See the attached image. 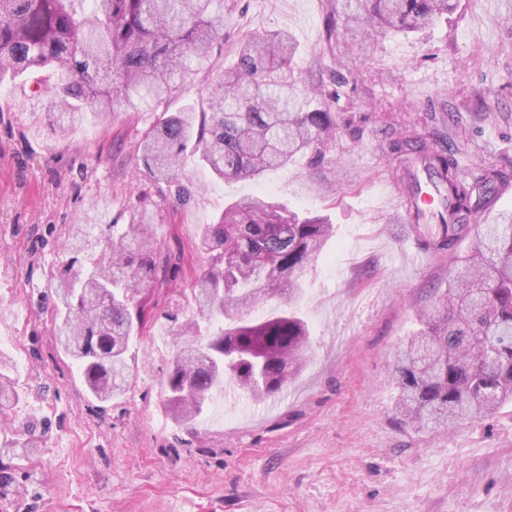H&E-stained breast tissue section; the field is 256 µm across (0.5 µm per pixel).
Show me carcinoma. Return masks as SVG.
<instances>
[{
  "label": "carcinoma",
  "instance_id": "1",
  "mask_svg": "<svg viewBox=\"0 0 512 512\" xmlns=\"http://www.w3.org/2000/svg\"><path fill=\"white\" fill-rule=\"evenodd\" d=\"M341 2L348 20L385 33L416 31L454 8L453 0ZM223 31L222 0H0V82L41 69L56 74V82L34 93L65 131L89 104L105 114L143 112L177 92L208 66ZM297 51L284 32L244 37L236 66L224 70L212 93L208 122L197 129L194 117L180 112L145 133L148 176L176 184L184 203L180 177L189 151L218 177L235 180L284 168L307 151L320 158L336 120L291 79ZM390 147L412 168L409 192L416 191L419 167L436 180L440 204L416 221L424 244L435 252L455 249L480 208L474 196L500 174L467 182L442 135L437 143L402 137ZM153 222L154 211L143 205L116 236L95 237L92 225H71L68 258L48 285L56 342L101 401L129 385L139 286L169 269L156 261ZM332 235L323 218L302 217L263 196L229 205L206 225L200 244L208 267L193 288L200 321L176 349L165 385L177 422L194 423L228 379L267 398L299 372L309 343L306 322L294 311L258 321L244 311L275 296L296 300L300 278ZM9 364L0 358V414L25 396ZM393 380L398 413L420 430L477 419L512 400V213L478 225L471 250L456 257L448 289L419 312ZM37 442L31 420L0 448V489L12 484Z\"/></svg>",
  "mask_w": 512,
  "mask_h": 512
}]
</instances>
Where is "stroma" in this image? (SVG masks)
<instances>
[{"label":"stroma","mask_w":512,"mask_h":512,"mask_svg":"<svg viewBox=\"0 0 512 512\" xmlns=\"http://www.w3.org/2000/svg\"><path fill=\"white\" fill-rule=\"evenodd\" d=\"M336 0H224V38L212 66L148 112L87 109L68 135L23 80L0 83V345L27 398L0 417V443L42 417L39 446L0 512H512V402L437 431L404 424L392 362L431 292L448 285L454 252L426 251L408 235L406 170L391 140L439 130L461 175L512 179V0H458L414 33L378 35L338 25ZM296 41L294 76L336 117L321 160L296 156L257 180H219L184 162L192 198L142 172L138 146L162 115L208 109V91L251 33ZM256 195L335 234L294 302L310 331L309 359L280 394H240L190 426L165 404L164 384L192 288L206 268L199 234L229 204ZM151 204L167 276L136 295L141 325L130 343L127 391L101 403L55 346L42 298L65 250V227L96 234Z\"/></svg>","instance_id":"obj_1"}]
</instances>
